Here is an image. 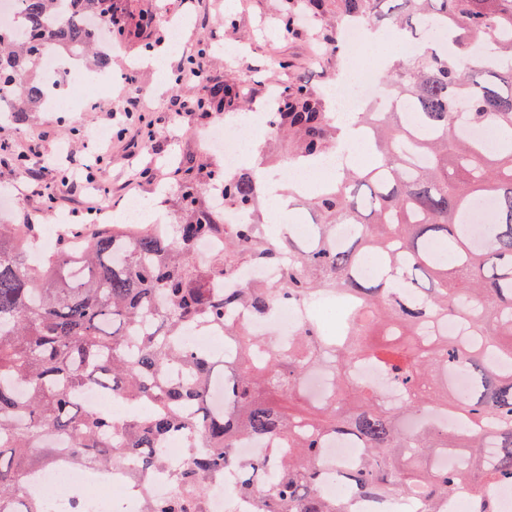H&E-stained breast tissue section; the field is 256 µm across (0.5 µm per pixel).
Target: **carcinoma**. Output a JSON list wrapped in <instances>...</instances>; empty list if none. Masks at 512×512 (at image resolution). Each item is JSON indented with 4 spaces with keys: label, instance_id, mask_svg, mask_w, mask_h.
Listing matches in <instances>:
<instances>
[{
    "label": "carcinoma",
    "instance_id": "obj_1",
    "mask_svg": "<svg viewBox=\"0 0 512 512\" xmlns=\"http://www.w3.org/2000/svg\"><path fill=\"white\" fill-rule=\"evenodd\" d=\"M23 24L0 26V108L21 125L39 109L34 77L44 49L82 56L97 48L96 24L116 43L130 31L117 0H16ZM349 21L406 40L439 32L444 49L426 47L390 69V88L414 115L363 112L372 130L374 164L345 172L311 199L314 242L267 235L260 224H226L202 201L204 188L180 169L170 194L179 199L175 231L154 224H71L55 251L32 265L39 244L33 224H0V512H44L26 494L30 473L62 462L49 436L66 441L74 459L123 466L131 478L168 465L163 440L187 442L174 491L143 512H205L209 485L228 470L234 491L254 498L255 512H353L351 498L322 493V448L343 436L365 449L350 476L353 493L383 505L438 501L489 481L512 484V0H344ZM272 134L296 138L300 158L333 151L340 125L299 85L281 89ZM235 86H214L197 108L231 103ZM493 129L487 145L466 128ZM224 202L254 216L259 173L218 180ZM492 203L491 220L472 218L474 200ZM340 224L356 236L336 247ZM483 226L480 241L472 227ZM224 239L205 262L199 243ZM244 263L276 265L275 283H231ZM334 291L357 309L339 318L340 335L316 321L280 348L235 320L243 308L267 314L277 302ZM466 333L448 335V321ZM216 326L232 340L233 375L224 379V407L207 388L211 355L188 345L195 329ZM368 360L399 388L403 401L351 376ZM467 373L469 388L448 386V369ZM316 369L332 379L329 399L307 402L302 378ZM97 386L133 407L123 420L85 411L76 394ZM437 409L462 426L437 429ZM418 416L412 434L404 420ZM267 439L268 455L242 457L236 443ZM454 448L463 463L438 468L433 458ZM272 474L258 489L255 476Z\"/></svg>",
    "mask_w": 512,
    "mask_h": 512
}]
</instances>
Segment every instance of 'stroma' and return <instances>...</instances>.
<instances>
[{
	"mask_svg": "<svg viewBox=\"0 0 512 512\" xmlns=\"http://www.w3.org/2000/svg\"><path fill=\"white\" fill-rule=\"evenodd\" d=\"M284 0H128L131 15L147 11L157 17L155 26L133 30L123 41L113 66L132 65L131 82L124 90L90 89L95 101L87 112L29 113L24 125L0 122V140L22 145L31 161L41 156L58 158L60 171H71L104 157L106 177L112 195L105 203L107 214L122 212L126 197L137 196L149 201L159 196L158 188L170 180L174 166L193 164L203 171L223 168V155L209 149L203 142V132L215 124L233 127L241 110L262 105L268 99L269 88L297 84L306 85L317 98H324L326 87L341 73L345 60L341 53L326 50V37L340 34L343 14L337 0H331L327 10L316 21L305 15L297 17V31L283 36L280 27ZM192 17V41L209 46L200 66L203 81L189 84L180 90L164 85L158 71L141 65L140 57L146 48H153L167 71L176 72L179 55L171 54L167 39L168 15ZM244 47L246 55L238 62L224 54L225 45ZM235 85L240 96L224 111L208 115L172 114L177 99L198 100L216 84ZM150 86L157 110V137L149 151L138 145V128L129 126L124 139L100 144L88 139L87 133L107 128L113 113L121 112L125 98L134 96L136 87ZM0 198L13 201L7 219L14 224L36 225L40 238H47L56 222L57 211L70 213L73 223L84 220L76 213V203L63 200L57 210L28 196L25 185L12 166L0 164Z\"/></svg>",
	"mask_w": 512,
	"mask_h": 512,
	"instance_id": "1",
	"label": "stroma"
}]
</instances>
